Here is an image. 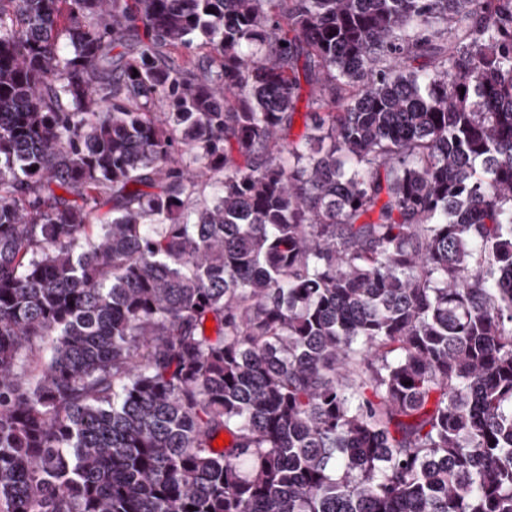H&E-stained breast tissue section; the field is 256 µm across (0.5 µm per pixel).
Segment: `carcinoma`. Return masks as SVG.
Here are the masks:
<instances>
[{
    "label": "carcinoma",
    "instance_id": "obj_1",
    "mask_svg": "<svg viewBox=\"0 0 512 512\" xmlns=\"http://www.w3.org/2000/svg\"><path fill=\"white\" fill-rule=\"evenodd\" d=\"M0 512H512V0H0Z\"/></svg>",
    "mask_w": 512,
    "mask_h": 512
}]
</instances>
